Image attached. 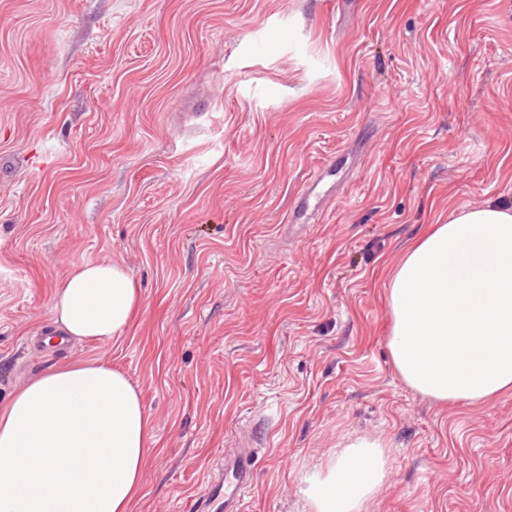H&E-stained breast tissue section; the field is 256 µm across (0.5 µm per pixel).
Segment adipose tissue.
I'll return each instance as SVG.
<instances>
[{
    "instance_id": "ef3b65f1",
    "label": "adipose tissue",
    "mask_w": 512,
    "mask_h": 512,
    "mask_svg": "<svg viewBox=\"0 0 512 512\" xmlns=\"http://www.w3.org/2000/svg\"><path fill=\"white\" fill-rule=\"evenodd\" d=\"M388 347L403 381L437 402L512 393V204L429 225L388 276ZM138 288L119 262L75 266L53 299L61 342L128 329ZM152 428L138 390L99 360L50 368L0 403V512H131ZM385 443L357 438L304 480L306 512H366L387 472Z\"/></svg>"
}]
</instances>
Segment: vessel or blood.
Returning a JSON list of instances; mask_svg holds the SVG:
<instances>
[{
	"mask_svg": "<svg viewBox=\"0 0 512 512\" xmlns=\"http://www.w3.org/2000/svg\"><path fill=\"white\" fill-rule=\"evenodd\" d=\"M333 197V190L323 189L319 181L310 182L295 199L289 223H307L314 209ZM256 459L254 440L251 435H244L236 448L225 452L224 471L209 478L194 503L196 512H239L240 500L253 484Z\"/></svg>",
	"mask_w": 512,
	"mask_h": 512,
	"instance_id": "obj_1",
	"label": "vessel or blood"
}]
</instances>
